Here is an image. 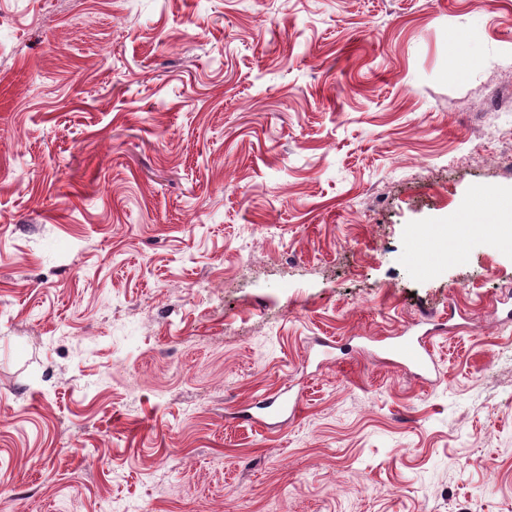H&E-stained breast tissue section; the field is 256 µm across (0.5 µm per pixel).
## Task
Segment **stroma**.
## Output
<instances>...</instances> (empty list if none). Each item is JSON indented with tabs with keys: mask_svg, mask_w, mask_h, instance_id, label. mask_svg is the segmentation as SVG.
Wrapping results in <instances>:
<instances>
[{
	"mask_svg": "<svg viewBox=\"0 0 512 512\" xmlns=\"http://www.w3.org/2000/svg\"><path fill=\"white\" fill-rule=\"evenodd\" d=\"M491 85L512 0H0V512H512Z\"/></svg>",
	"mask_w": 512,
	"mask_h": 512,
	"instance_id": "35a3bbf8",
	"label": "stroma"
}]
</instances>
